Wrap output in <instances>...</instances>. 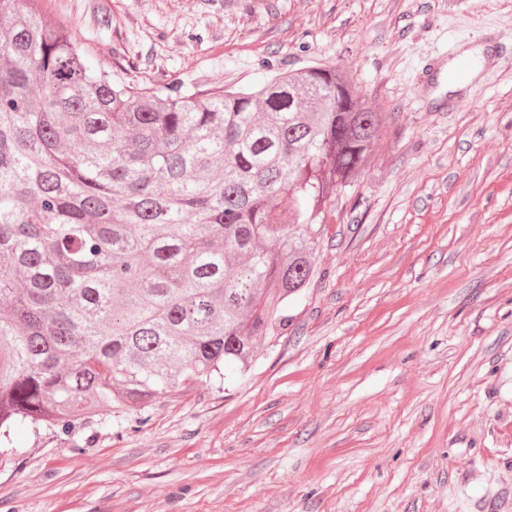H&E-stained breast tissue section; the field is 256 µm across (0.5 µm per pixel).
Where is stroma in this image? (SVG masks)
Listing matches in <instances>:
<instances>
[{
    "mask_svg": "<svg viewBox=\"0 0 512 512\" xmlns=\"http://www.w3.org/2000/svg\"><path fill=\"white\" fill-rule=\"evenodd\" d=\"M154 91L340 64L390 134L246 369L15 431L0 512H512V0H42ZM492 44L464 88L448 66Z\"/></svg>",
    "mask_w": 512,
    "mask_h": 512,
    "instance_id": "1",
    "label": "stroma"
}]
</instances>
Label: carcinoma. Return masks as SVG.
Here are the masks:
<instances>
[{
	"label": "carcinoma",
	"instance_id": "1",
	"mask_svg": "<svg viewBox=\"0 0 512 512\" xmlns=\"http://www.w3.org/2000/svg\"><path fill=\"white\" fill-rule=\"evenodd\" d=\"M387 132L337 65L159 96L0 0V461L247 366Z\"/></svg>",
	"mask_w": 512,
	"mask_h": 512
}]
</instances>
